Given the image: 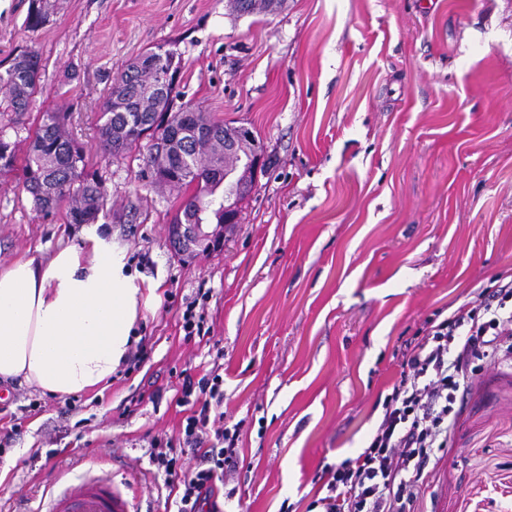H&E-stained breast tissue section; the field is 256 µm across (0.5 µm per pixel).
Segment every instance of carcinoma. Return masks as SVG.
I'll return each instance as SVG.
<instances>
[{
  "instance_id": "1",
  "label": "carcinoma",
  "mask_w": 512,
  "mask_h": 512,
  "mask_svg": "<svg viewBox=\"0 0 512 512\" xmlns=\"http://www.w3.org/2000/svg\"><path fill=\"white\" fill-rule=\"evenodd\" d=\"M283 0H234L240 15L256 11L273 13ZM144 60L152 62L147 69L135 63L117 74L111 91L102 104L100 139L106 151L118 156L137 147L141 140L140 129H154L151 171L167 173L163 179L153 182L171 189L194 188L180 205L174 216V224H209L224 222L223 197L216 196L224 178H233L238 168L246 165L243 158L229 156L219 165L212 157L223 153L224 122L207 116L201 109L175 101L181 98L177 89H166L159 94L147 95L143 91L149 70L165 75L174 64V53L162 45L144 54ZM40 81V61L33 51L18 55L5 71L0 72V110L14 114L20 122L29 110ZM194 110L198 120L207 127L202 137L191 134L178 140V149L166 144L168 130L177 114ZM66 115L46 112L31 137L29 149L19 155L15 143L0 137V174L20 171L24 189L33 197L36 207L48 215L59 203L69 198L72 206L67 218L71 224L83 223L91 212H99L104 206V192L100 183L86 173L84 146L70 137L65 130Z\"/></svg>"
}]
</instances>
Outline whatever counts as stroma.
<instances>
[{
	"label": "stroma",
	"mask_w": 512,
	"mask_h": 512,
	"mask_svg": "<svg viewBox=\"0 0 512 512\" xmlns=\"http://www.w3.org/2000/svg\"><path fill=\"white\" fill-rule=\"evenodd\" d=\"M31 7L0 0V72L23 50L41 64L23 121L0 114V128L23 152L45 111L67 110L106 203L70 224L0 175V267L94 231L157 298L139 369L70 396L0 382V512L97 476L134 512H168L150 443L177 439L176 387L216 363L224 414L244 423L221 512H308L325 471L366 446L405 341L512 276V0H285L242 16L230 0H43L35 29ZM158 45L183 101L248 127L264 154L223 250L189 262L150 138L112 156L98 134L114 77ZM205 291L212 339L185 343L184 304ZM466 393L415 512H512V364L482 361Z\"/></svg>",
	"instance_id": "obj_1"
}]
</instances>
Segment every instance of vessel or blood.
Masks as SVG:
<instances>
[{
	"label": "vessel or blood",
	"instance_id": "vessel-or-blood-1",
	"mask_svg": "<svg viewBox=\"0 0 512 512\" xmlns=\"http://www.w3.org/2000/svg\"><path fill=\"white\" fill-rule=\"evenodd\" d=\"M43 512H129V502L111 481L93 477L68 485Z\"/></svg>",
	"mask_w": 512,
	"mask_h": 512
}]
</instances>
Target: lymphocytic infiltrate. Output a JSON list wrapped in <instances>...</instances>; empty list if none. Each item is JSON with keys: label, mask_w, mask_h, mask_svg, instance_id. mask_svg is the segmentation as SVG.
<instances>
[{"label": "lymphocytic infiltrate", "mask_w": 512, "mask_h": 512, "mask_svg": "<svg viewBox=\"0 0 512 512\" xmlns=\"http://www.w3.org/2000/svg\"><path fill=\"white\" fill-rule=\"evenodd\" d=\"M512 362V281L459 305L424 336L407 341L400 381L383 402L369 444L329 469L314 500L321 512H414L436 450L447 447L465 395L464 381L480 359ZM186 415L183 445L200 465L184 468L172 441L153 440L150 461L175 488L176 512H220L214 488L238 465L241 424L224 419V377L211 369L185 378L177 399Z\"/></svg>", "instance_id": "obj_1"}]
</instances>
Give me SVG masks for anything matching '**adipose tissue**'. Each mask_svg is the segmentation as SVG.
<instances>
[{
    "label": "adipose tissue",
    "mask_w": 512,
    "mask_h": 512,
    "mask_svg": "<svg viewBox=\"0 0 512 512\" xmlns=\"http://www.w3.org/2000/svg\"><path fill=\"white\" fill-rule=\"evenodd\" d=\"M139 288L111 243L0 269V379L59 396L111 379L135 341Z\"/></svg>",
    "instance_id": "ef3b65f1"
}]
</instances>
